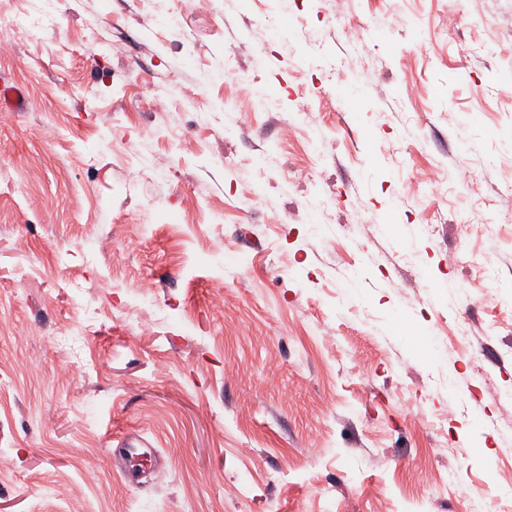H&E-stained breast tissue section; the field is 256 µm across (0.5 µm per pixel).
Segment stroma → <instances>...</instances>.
<instances>
[{"label": "stroma", "instance_id": "35a3bbf8", "mask_svg": "<svg viewBox=\"0 0 512 512\" xmlns=\"http://www.w3.org/2000/svg\"><path fill=\"white\" fill-rule=\"evenodd\" d=\"M488 42L512 0H0L27 97L0 109V512H483L512 487ZM128 433L154 449L134 481Z\"/></svg>", "mask_w": 512, "mask_h": 512}]
</instances>
